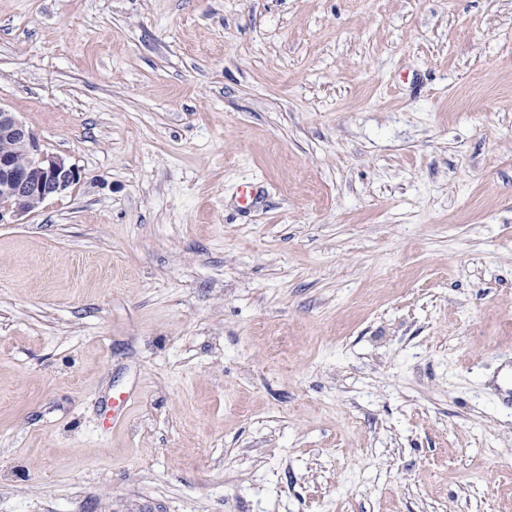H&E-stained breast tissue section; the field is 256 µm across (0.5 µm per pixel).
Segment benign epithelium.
<instances>
[{"label":"benign epithelium","mask_w":512,"mask_h":512,"mask_svg":"<svg viewBox=\"0 0 512 512\" xmlns=\"http://www.w3.org/2000/svg\"><path fill=\"white\" fill-rule=\"evenodd\" d=\"M19 151H0V224H13L46 198L66 192L81 180L80 171L58 155L41 150L35 134L0 108V139Z\"/></svg>","instance_id":"7a95c632"}]
</instances>
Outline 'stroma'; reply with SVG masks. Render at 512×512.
<instances>
[{"instance_id":"35a3bbf8","label":"stroma","mask_w":512,"mask_h":512,"mask_svg":"<svg viewBox=\"0 0 512 512\" xmlns=\"http://www.w3.org/2000/svg\"><path fill=\"white\" fill-rule=\"evenodd\" d=\"M0 105V512H512V0H0ZM1 138L13 141L19 151H0V224H15L46 198L81 180L76 167L42 151L35 134L0 107Z\"/></svg>"}]
</instances>
